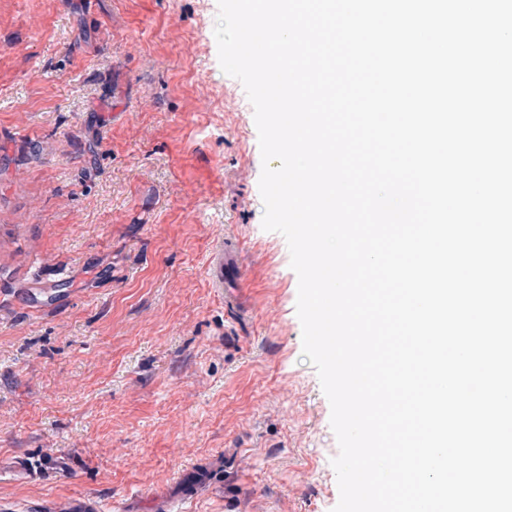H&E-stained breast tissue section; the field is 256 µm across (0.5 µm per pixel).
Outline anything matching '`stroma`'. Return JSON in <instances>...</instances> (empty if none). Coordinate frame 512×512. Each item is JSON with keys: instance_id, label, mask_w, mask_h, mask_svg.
I'll return each mask as SVG.
<instances>
[{"instance_id": "1", "label": "stroma", "mask_w": 512, "mask_h": 512, "mask_svg": "<svg viewBox=\"0 0 512 512\" xmlns=\"http://www.w3.org/2000/svg\"><path fill=\"white\" fill-rule=\"evenodd\" d=\"M217 0H0V512H333L331 406ZM237 267L209 284L213 247ZM215 465L217 464L211 462L207 465L198 466L196 469L191 471L187 482V490L189 491L190 497L193 498L199 495L211 485V474Z\"/></svg>"}]
</instances>
